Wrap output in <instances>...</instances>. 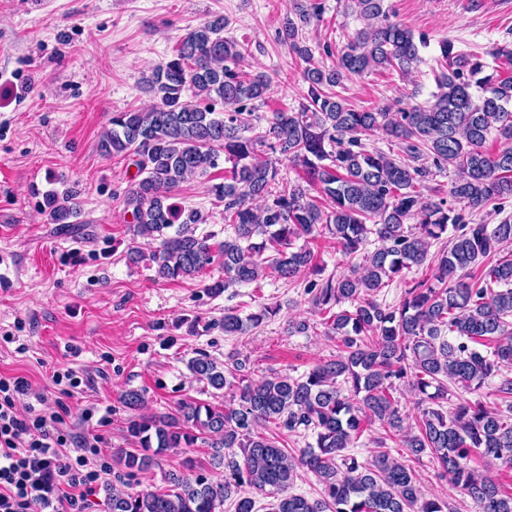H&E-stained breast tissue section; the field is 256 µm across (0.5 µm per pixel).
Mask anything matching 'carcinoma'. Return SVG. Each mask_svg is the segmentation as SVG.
Instances as JSON below:
<instances>
[{"label":"carcinoma","mask_w":512,"mask_h":512,"mask_svg":"<svg viewBox=\"0 0 512 512\" xmlns=\"http://www.w3.org/2000/svg\"><path fill=\"white\" fill-rule=\"evenodd\" d=\"M345 2L365 25L329 69L315 65L312 49L299 40V25L319 17L320 4L293 0L299 22L289 19L279 31L306 64L308 91L299 111L275 112L259 125L252 101L263 97L270 79L239 69L244 52L224 37L226 22L218 16L191 28L173 57L145 76L158 102L112 113L111 128L98 142L103 155L136 168L123 194L124 212L131 215L133 235L159 242L152 261L162 279L193 278L218 265L224 277L208 288L219 294L268 274L290 281L317 269L309 243L322 233L348 256L372 236L379 242L358 269L305 288L312 307L329 314L325 335L336 338V356L301 378L248 383L246 361L221 367L200 352L189 369L212 389L231 391L224 408L191 401L175 416L134 419L127 432L136 448L116 453L131 477L168 451L206 439L211 465L224 469V480L170 473L166 491L114 487L111 512H216L231 497L234 512H254L249 490L273 495L272 512H453L447 498L422 496L412 468L387 450L392 437L409 456L434 458L440 477L480 512H512V495L503 494L484 469L494 460L512 466V258L503 254L512 244V221L469 224L452 213L447 199L418 190L432 169L451 166L456 179L449 194L472 211L512 196V76L485 73L481 58L458 55L445 42L440 51L448 69L436 77L432 100L395 112L356 108L332 88L376 69L397 68L406 76L421 58L412 31L389 20L385 0ZM218 105L223 111H216ZM378 130L399 142L404 159L367 148L362 137ZM491 134L500 142L495 153L485 148ZM258 146L302 164L305 184L283 180L272 191L277 168L259 157ZM221 158L231 167L213 191L224 201V224L232 234L214 245V235H196L202 216L175 202L174 191L207 175ZM312 189L322 199L310 195ZM42 196L50 223H77L78 185ZM450 226L453 237L429 256ZM425 264L431 275L412 281L399 304L378 302L381 289ZM279 310L278 304L264 305L243 318L228 308L224 335L243 336ZM488 342L490 351L479 350ZM491 381L503 409L483 401L482 389ZM401 382L416 398L413 427L405 425L394 397ZM451 384L477 399L455 396ZM375 422L385 431L379 450L366 459L348 452ZM268 423L310 433L315 442L296 457L262 432ZM299 466L317 478L320 497L288 492Z\"/></svg>","instance_id":"1"}]
</instances>
